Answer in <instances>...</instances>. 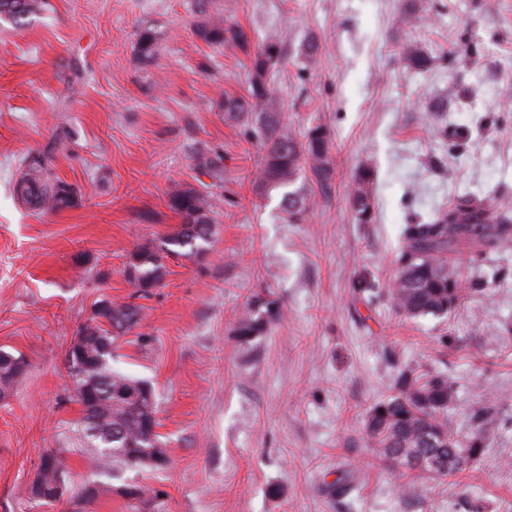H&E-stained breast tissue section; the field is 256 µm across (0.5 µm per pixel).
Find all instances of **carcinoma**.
Here are the masks:
<instances>
[{
    "label": "carcinoma",
    "instance_id": "obj_1",
    "mask_svg": "<svg viewBox=\"0 0 512 512\" xmlns=\"http://www.w3.org/2000/svg\"><path fill=\"white\" fill-rule=\"evenodd\" d=\"M46 0H0V18L18 26L44 9ZM212 0H194L196 38L209 45L237 47L250 55L252 76L246 94L226 96L221 103L226 118L244 127V134L261 151L256 191L267 196L280 190V206L290 224H300L311 204L306 184L299 182L310 171L323 194L332 189L334 168L330 162L331 136L322 124L308 127L303 139L295 137L271 105L270 73L284 57L283 42L276 36L253 41L241 25L224 19V13L211 9ZM139 55L148 64L156 53V38L149 29L140 32ZM404 60L414 70L430 69L434 58L423 48L409 43ZM196 180H211L203 190L194 187L174 192L168 201L182 220L161 241L148 240L130 252L136 260L135 278L129 279L139 293H147L164 275L169 256L200 257L212 237L213 210L210 189L222 185L224 158L201 145L195 149ZM374 170H356L349 189V203L359 224L375 219ZM16 196L31 208L57 210L68 206L72 190L66 184L23 177L14 185ZM489 244L501 251L512 249V210L495 201V194L482 197L463 195L444 208L431 212L413 224L404 225L399 250L400 272L389 285V295L398 311L407 317H446L465 294L464 283L448 271L449 254L466 251L477 254ZM266 302V314L251 308L237 321L236 335H261L267 324L281 317ZM141 306L109 302L107 310L92 308L90 322L75 337L72 362L67 366L75 401L81 407L77 432L91 448V466L100 477L110 476L112 463L131 467H155L146 458L150 448H162L157 431L156 395L151 385L112 368L118 341L139 326ZM28 364L20 355L0 350V398L14 392L24 382ZM456 393L455 381L443 372H419L411 367L400 370L392 393L375 403L367 413L369 444L381 451L391 465L406 471L428 472L440 478H458L484 455V436L496 424L494 407L482 405L473 411L475 432L460 439L448 429V408ZM66 463L59 451L43 454L37 476L50 491L65 485ZM130 508L152 502L154 512H164L159 494L138 484L125 485ZM112 494V484L102 480L84 487L80 502L89 504Z\"/></svg>",
    "mask_w": 512,
    "mask_h": 512
}]
</instances>
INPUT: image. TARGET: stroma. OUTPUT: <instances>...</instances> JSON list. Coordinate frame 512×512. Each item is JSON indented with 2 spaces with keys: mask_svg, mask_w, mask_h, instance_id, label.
I'll return each instance as SVG.
<instances>
[{
  "mask_svg": "<svg viewBox=\"0 0 512 512\" xmlns=\"http://www.w3.org/2000/svg\"><path fill=\"white\" fill-rule=\"evenodd\" d=\"M46 2L25 25L0 19V349L29 363L0 401V512H73L92 479L65 356L105 296L144 307L112 366L154 388L168 456L160 469L114 465L115 489L148 485L165 512H512V251L456 257L472 291L445 318H406L386 290L404 225L467 193L512 202V0H214L254 39H282L271 86L283 123L331 134L332 191L300 224L282 220L279 194L254 190L258 146L220 105L245 94L251 62L193 35V0ZM412 42L435 57L429 71L403 59ZM468 43L483 60L465 57ZM200 144L224 157L210 245L167 259L161 284L135 296L127 255L180 224L168 200L196 186ZM364 165L371 224L347 195ZM27 174L68 184L71 204L31 210L13 192ZM364 275L378 286L369 303L353 291ZM267 300L280 319L238 338L242 313ZM405 367L456 380L448 426L461 438L477 402L500 398L463 482L423 474L412 504L365 434ZM53 449L67 457V495L39 509L28 487ZM341 475L351 494L327 489Z\"/></svg>",
  "mask_w": 512,
  "mask_h": 512,
  "instance_id": "stroma-1",
  "label": "stroma"
}]
</instances>
